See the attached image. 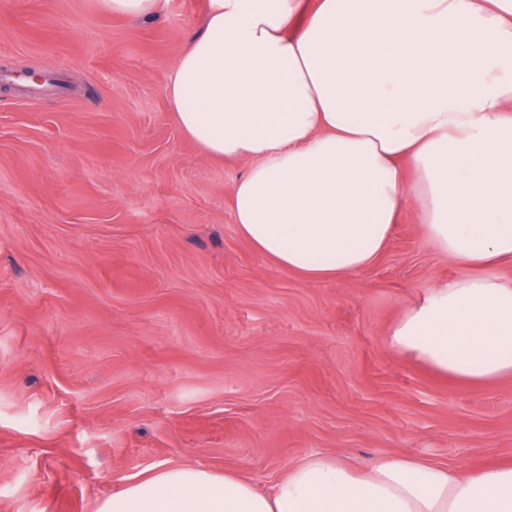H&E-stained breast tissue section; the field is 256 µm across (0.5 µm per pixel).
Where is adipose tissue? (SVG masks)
<instances>
[{
    "mask_svg": "<svg viewBox=\"0 0 512 512\" xmlns=\"http://www.w3.org/2000/svg\"><path fill=\"white\" fill-rule=\"evenodd\" d=\"M165 94L201 152L250 160L232 220L279 267L354 275L410 203L441 252L512 261V0H210ZM390 344L446 378L512 374V284L430 289ZM97 512H512V461L311 453L266 489L162 462Z\"/></svg>",
    "mask_w": 512,
    "mask_h": 512,
    "instance_id": "1",
    "label": "adipose tissue"
}]
</instances>
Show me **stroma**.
I'll return each mask as SVG.
<instances>
[{
  "label": "stroma",
  "mask_w": 512,
  "mask_h": 512,
  "mask_svg": "<svg viewBox=\"0 0 512 512\" xmlns=\"http://www.w3.org/2000/svg\"><path fill=\"white\" fill-rule=\"evenodd\" d=\"M208 8L0 0V512H97L163 461L267 486L313 452L512 460V375L459 382L389 344L430 288L512 283V262L439 252L407 207L343 279L257 254L230 210L249 160L202 153L165 96ZM110 10L116 13L149 17L157 13L161 0H105Z\"/></svg>",
  "instance_id": "1"
}]
</instances>
